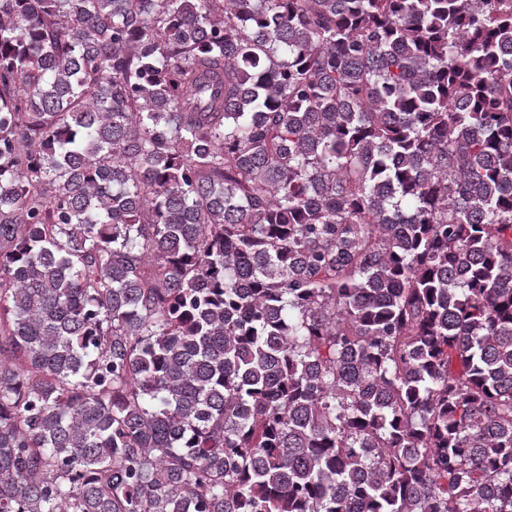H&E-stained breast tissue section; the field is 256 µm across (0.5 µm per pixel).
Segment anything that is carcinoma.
I'll list each match as a JSON object with an SVG mask.
<instances>
[{"label":"carcinoma","mask_w":512,"mask_h":512,"mask_svg":"<svg viewBox=\"0 0 512 512\" xmlns=\"http://www.w3.org/2000/svg\"><path fill=\"white\" fill-rule=\"evenodd\" d=\"M0 512H512V0H0Z\"/></svg>","instance_id":"carcinoma-1"}]
</instances>
